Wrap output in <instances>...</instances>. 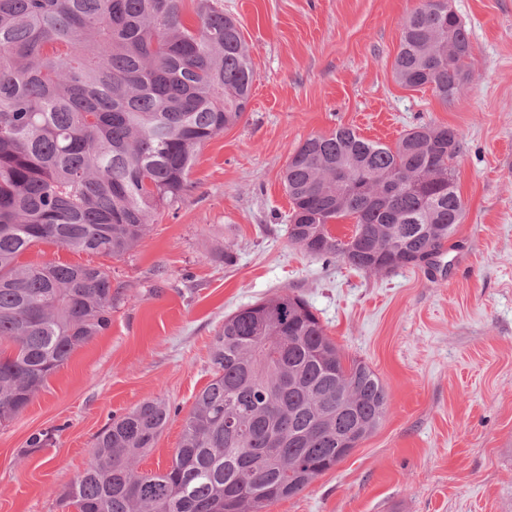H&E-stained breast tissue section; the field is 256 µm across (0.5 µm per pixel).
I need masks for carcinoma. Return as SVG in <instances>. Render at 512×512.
Returning <instances> with one entry per match:
<instances>
[{"mask_svg": "<svg viewBox=\"0 0 512 512\" xmlns=\"http://www.w3.org/2000/svg\"><path fill=\"white\" fill-rule=\"evenodd\" d=\"M469 34L448 0L405 18L395 78L459 90ZM248 47L223 0H0V423L22 412L71 354L111 322L102 266L22 264L53 243L121 259L189 188L198 149L244 116ZM445 126L389 146L349 127L288 160V237L365 273L439 256L464 216ZM352 183H336V162ZM355 219L343 240L329 225ZM212 379L166 468L139 471L169 423L146 400L97 436L59 496L75 512H264L343 461L380 425L389 396L348 358L307 301L283 293L224 319Z\"/></svg>", "mask_w": 512, "mask_h": 512, "instance_id": "1", "label": "carcinoma"}]
</instances>
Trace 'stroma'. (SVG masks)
I'll use <instances>...</instances> for the list:
<instances>
[{
    "instance_id": "35a3bbf8",
    "label": "stroma",
    "mask_w": 512,
    "mask_h": 512,
    "mask_svg": "<svg viewBox=\"0 0 512 512\" xmlns=\"http://www.w3.org/2000/svg\"><path fill=\"white\" fill-rule=\"evenodd\" d=\"M419 2L224 0L252 97L198 149L181 201L122 259L54 244L20 258L104 265L117 294L109 328L0 424V512H64L59 495L97 435L149 399L178 415L139 469L167 467L225 317L284 292L372 368L389 409L345 460L265 512H512V0H448L471 56L446 101L394 76L400 24ZM426 124L462 145L465 217L436 266L358 272L289 241L282 174L308 137L346 126L392 147Z\"/></svg>"
}]
</instances>
